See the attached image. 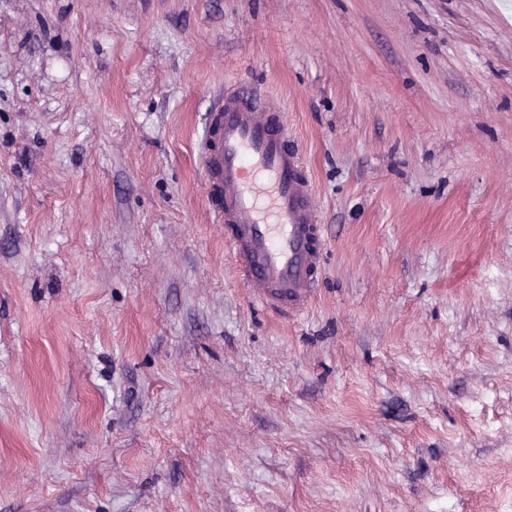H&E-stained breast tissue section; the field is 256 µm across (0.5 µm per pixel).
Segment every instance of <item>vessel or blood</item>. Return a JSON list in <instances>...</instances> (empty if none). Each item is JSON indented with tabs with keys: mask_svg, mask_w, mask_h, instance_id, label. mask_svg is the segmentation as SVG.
Instances as JSON below:
<instances>
[{
	"mask_svg": "<svg viewBox=\"0 0 512 512\" xmlns=\"http://www.w3.org/2000/svg\"><path fill=\"white\" fill-rule=\"evenodd\" d=\"M207 199L253 301L280 316L303 313L324 241L313 187L279 109L257 94L226 90L199 147Z\"/></svg>",
	"mask_w": 512,
	"mask_h": 512,
	"instance_id": "obj_1",
	"label": "vessel or blood"
}]
</instances>
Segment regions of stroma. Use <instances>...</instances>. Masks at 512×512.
<instances>
[{
  "label": "stroma",
  "instance_id": "obj_1",
  "mask_svg": "<svg viewBox=\"0 0 512 512\" xmlns=\"http://www.w3.org/2000/svg\"><path fill=\"white\" fill-rule=\"evenodd\" d=\"M228 88L314 184L286 321ZM0 512H512V0H0ZM280 113L258 94L226 90L209 113L198 161L252 300L297 316L311 302L324 241L311 179Z\"/></svg>",
  "mask_w": 512,
  "mask_h": 512
}]
</instances>
